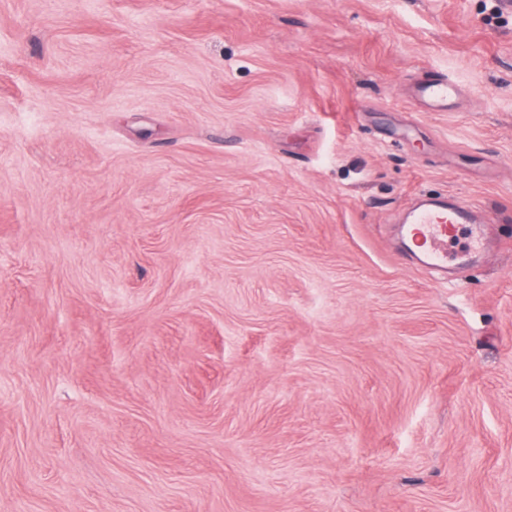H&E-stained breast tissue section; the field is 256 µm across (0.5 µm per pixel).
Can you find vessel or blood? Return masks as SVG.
I'll list each match as a JSON object with an SVG mask.
<instances>
[{
  "instance_id": "b4317fda",
  "label": "vessel or blood",
  "mask_w": 512,
  "mask_h": 512,
  "mask_svg": "<svg viewBox=\"0 0 512 512\" xmlns=\"http://www.w3.org/2000/svg\"><path fill=\"white\" fill-rule=\"evenodd\" d=\"M460 93L459 84L449 77H436L418 83L414 88L415 97L425 111L448 112ZM477 213L471 204L422 200L407 214L404 232L417 247L419 261L434 269L447 268L448 242L460 225H471L470 251H477L482 245L481 235L475 230Z\"/></svg>"
}]
</instances>
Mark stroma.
<instances>
[{"mask_svg":"<svg viewBox=\"0 0 512 512\" xmlns=\"http://www.w3.org/2000/svg\"><path fill=\"white\" fill-rule=\"evenodd\" d=\"M488 3L0 0V512H512ZM420 193L479 265L406 258ZM459 93V84L449 76L427 79L414 88V95L426 112H451Z\"/></svg>","mask_w":512,"mask_h":512,"instance_id":"35a3bbf8","label":"stroma"}]
</instances>
